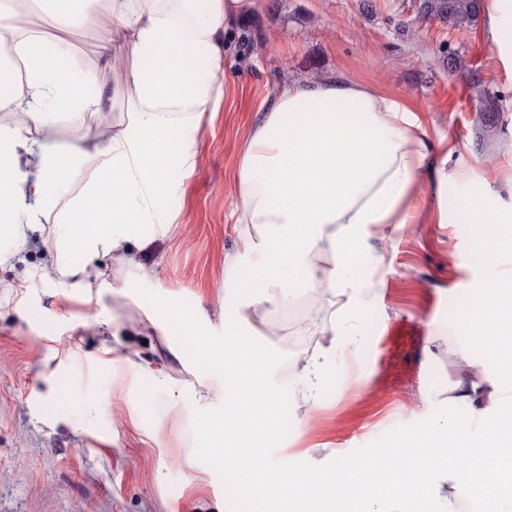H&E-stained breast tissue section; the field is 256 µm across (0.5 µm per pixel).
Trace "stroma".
Returning <instances> with one entry per match:
<instances>
[{"instance_id": "35a3bbf8", "label": "stroma", "mask_w": 512, "mask_h": 512, "mask_svg": "<svg viewBox=\"0 0 512 512\" xmlns=\"http://www.w3.org/2000/svg\"><path fill=\"white\" fill-rule=\"evenodd\" d=\"M418 0H257L233 33L225 71L232 85L217 111L206 113L193 159L163 205L173 212L172 236L136 245L140 269L96 259L109 290L84 301L70 277L47 278L59 233L54 214L28 232L25 246L0 264V512H266V502L224 494L198 446L201 415L192 403L149 393L145 373L166 364L172 383L187 379L190 356L174 358L146 319L157 300L197 317L212 341L233 330L265 358L262 379L279 397L288 428L260 461L304 473L340 460L401 465L402 441L454 420L478 432L457 385L482 381L494 395L503 366L487 367L473 344L475 303L484 284L512 269L474 260L476 227L464 223L461 202L488 199L512 225V61L485 36L483 19L466 29L422 17ZM16 33L65 38L79 69L113 90L122 57L83 52L96 31L62 27L35 11ZM341 74L408 99L423 110L432 142L455 153L441 175L425 178L417 224L374 228L383 263L375 289L357 309L329 289L307 320H288L305 291L260 313L225 310L238 292V270L260 267L241 241L254 228L237 221L236 169L241 140L258 110L285 78ZM496 96L500 120L479 112L480 97ZM98 117L51 116L30 123V137L52 145H104ZM116 317L113 332L98 319ZM344 334H328L330 325ZM116 346L138 352L140 370L113 364ZM330 358L319 386L295 379L297 362Z\"/></svg>"}]
</instances>
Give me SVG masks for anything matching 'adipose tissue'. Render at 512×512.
Returning a JSON list of instances; mask_svg holds the SVG:
<instances>
[{
	"mask_svg": "<svg viewBox=\"0 0 512 512\" xmlns=\"http://www.w3.org/2000/svg\"><path fill=\"white\" fill-rule=\"evenodd\" d=\"M50 14L98 32L99 48L129 61L117 85L129 122L102 149L62 151L33 146L25 127L0 125V264L3 244L22 248L28 229L57 211L65 231L55 243L50 273L79 275V288L106 286L94 259L113 254L137 265L129 250L143 233L164 237L174 229L160 204L176 189L174 174L187 166L205 113L224 100L225 35L254 7L255 0H39ZM15 11L0 9V112L18 108L16 73H24L29 113L50 116L68 107L71 117L101 112L103 92L75 66L60 38H6ZM34 162L21 167L20 154ZM97 165L84 190L68 202L60 197L71 172L89 160ZM447 153L432 154L428 132L407 99L376 86L331 75L283 84L239 148L237 221L255 228L242 247L261 254L262 267L239 273V286L254 309L277 305L283 291L315 290L329 284L360 306L372 292V272L383 261L371 227L410 224L424 169L447 165ZM464 219L484 227L488 258H498L512 230L499 223L484 200H465ZM330 264L313 263L315 253ZM492 297L480 322L498 353L512 354V274L486 284ZM201 371L171 384L164 370L149 371L153 387L166 388L173 403L192 400L210 407L206 383L224 375L231 411L208 417L199 427L210 466L230 490L247 487L267 498L277 487L276 512H395L404 490L417 503L443 502L442 512H460L457 489L477 490L485 512H512V412L484 421L480 436L452 420L407 440L408 462L382 471L358 462L291 474L259 469L255 448L272 440L278 422L273 397L259 398L255 383L264 360L236 334L201 346ZM447 440L441 458L428 448ZM452 488L441 498L432 474Z\"/></svg>",
	"mask_w": 512,
	"mask_h": 512,
	"instance_id": "ef3b65f1",
	"label": "adipose tissue"
}]
</instances>
